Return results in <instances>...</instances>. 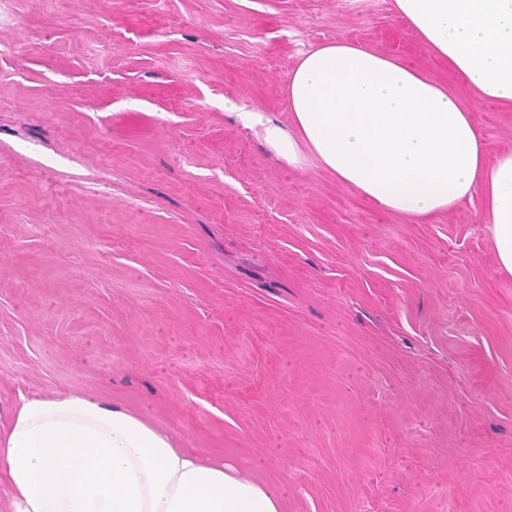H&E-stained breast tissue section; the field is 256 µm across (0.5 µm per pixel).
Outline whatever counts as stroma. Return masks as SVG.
<instances>
[{"instance_id":"35a3bbf8","label":"stroma","mask_w":512,"mask_h":512,"mask_svg":"<svg viewBox=\"0 0 512 512\" xmlns=\"http://www.w3.org/2000/svg\"><path fill=\"white\" fill-rule=\"evenodd\" d=\"M367 46L472 96L394 0H0V429L83 392L284 489L281 512H512V275L481 198L413 220L309 150V48ZM239 114L245 126L259 129L264 142L279 158L288 162V165L298 163V143L279 125L267 118L263 112H239Z\"/></svg>"}]
</instances>
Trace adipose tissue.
<instances>
[{
  "label": "adipose tissue",
  "mask_w": 512,
  "mask_h": 512,
  "mask_svg": "<svg viewBox=\"0 0 512 512\" xmlns=\"http://www.w3.org/2000/svg\"><path fill=\"white\" fill-rule=\"evenodd\" d=\"M473 96L512 105V0H395ZM296 135L241 115L288 164L306 145L388 211L423 217L480 195L499 267L512 274V152L488 163L470 112L419 70L327 43L288 77ZM11 512H280V490L176 447L144 418L83 393L21 397L0 434Z\"/></svg>",
  "instance_id": "1"
}]
</instances>
